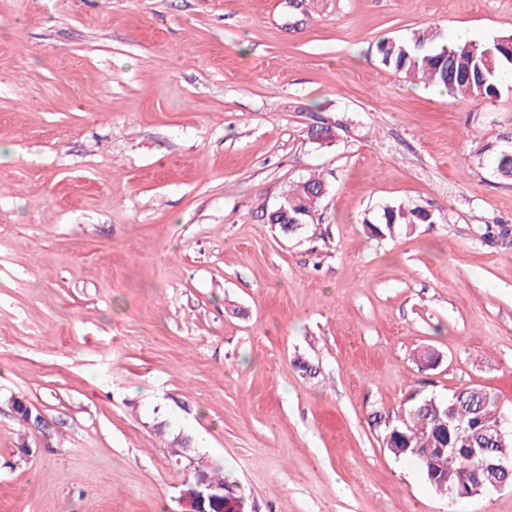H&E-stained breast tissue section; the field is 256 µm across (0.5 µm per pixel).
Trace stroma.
<instances>
[{
  "mask_svg": "<svg viewBox=\"0 0 512 512\" xmlns=\"http://www.w3.org/2000/svg\"><path fill=\"white\" fill-rule=\"evenodd\" d=\"M428 25L512 0H0V512H180L202 431L248 512H512L383 443L414 393L512 415V79L381 64ZM312 175L311 224L267 223ZM398 203L432 223L372 236Z\"/></svg>",
  "mask_w": 512,
  "mask_h": 512,
  "instance_id": "1",
  "label": "stroma"
}]
</instances>
